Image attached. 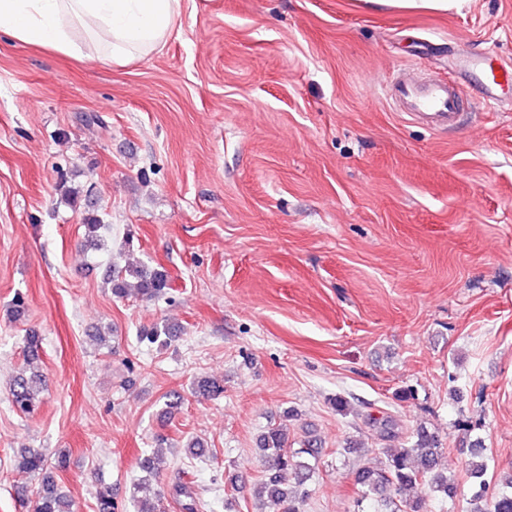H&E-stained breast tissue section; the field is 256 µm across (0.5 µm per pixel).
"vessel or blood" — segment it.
Listing matches in <instances>:
<instances>
[{
	"label": "vessel or blood",
	"mask_w": 512,
	"mask_h": 512,
	"mask_svg": "<svg viewBox=\"0 0 512 512\" xmlns=\"http://www.w3.org/2000/svg\"><path fill=\"white\" fill-rule=\"evenodd\" d=\"M477 84L482 105L490 110L508 109L512 100V63L496 48L460 54L452 77L416 71L407 67L394 70L383 82L384 94L404 117L425 125L430 131L452 135L477 119L464 107V88Z\"/></svg>",
	"instance_id": "obj_1"
}]
</instances>
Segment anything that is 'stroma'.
Segmentation results:
<instances>
[{"instance_id": "1", "label": "stroma", "mask_w": 512, "mask_h": 512, "mask_svg": "<svg viewBox=\"0 0 512 512\" xmlns=\"http://www.w3.org/2000/svg\"><path fill=\"white\" fill-rule=\"evenodd\" d=\"M491 44L512 59V0H184L165 47L125 65L0 36V512L37 484L21 448L78 512L103 484L134 512L147 456L164 512L181 476L207 512H253L259 439L283 421L292 447L323 448L300 512H354L356 472L383 458L367 418L385 414L445 448L457 495L419 485L425 512H469L472 443L512 471V110L437 135L372 77ZM63 176L93 192L104 247L59 205ZM136 262L164 267L169 293L115 297L104 269ZM163 322L169 345L140 341ZM31 329L46 387L23 415L10 387ZM205 376L222 395L196 394ZM467 2L468 0H388L381 3L410 10L448 12L453 9L459 10ZM21 461L19 462L18 469L29 476L40 475L46 466L44 454L35 449L23 448Z\"/></svg>"}]
</instances>
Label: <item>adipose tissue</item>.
Instances as JSON below:
<instances>
[{
  "instance_id": "ef3b65f1",
  "label": "adipose tissue",
  "mask_w": 512,
  "mask_h": 512,
  "mask_svg": "<svg viewBox=\"0 0 512 512\" xmlns=\"http://www.w3.org/2000/svg\"><path fill=\"white\" fill-rule=\"evenodd\" d=\"M183 0H0V34L73 57L126 64L160 49Z\"/></svg>"
}]
</instances>
